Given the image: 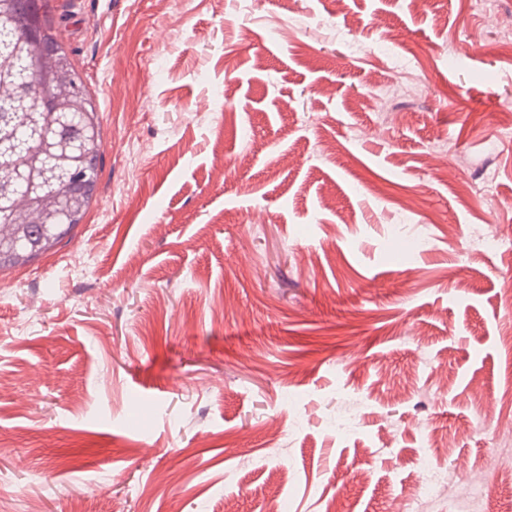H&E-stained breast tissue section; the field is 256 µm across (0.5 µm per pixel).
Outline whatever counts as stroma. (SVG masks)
I'll return each instance as SVG.
<instances>
[{"mask_svg": "<svg viewBox=\"0 0 512 512\" xmlns=\"http://www.w3.org/2000/svg\"><path fill=\"white\" fill-rule=\"evenodd\" d=\"M53 3L106 149L0 280V512H411L426 431L511 497L512 0Z\"/></svg>", "mask_w": 512, "mask_h": 512, "instance_id": "stroma-1", "label": "stroma"}]
</instances>
